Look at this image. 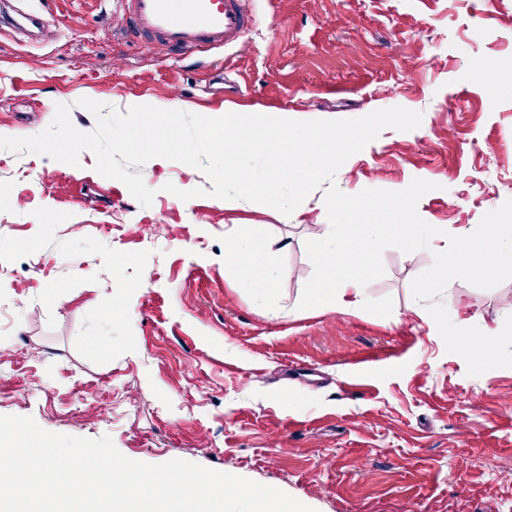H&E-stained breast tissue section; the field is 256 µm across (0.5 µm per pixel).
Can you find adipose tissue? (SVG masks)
Here are the masks:
<instances>
[{
    "label": "adipose tissue",
    "mask_w": 512,
    "mask_h": 512,
    "mask_svg": "<svg viewBox=\"0 0 512 512\" xmlns=\"http://www.w3.org/2000/svg\"><path fill=\"white\" fill-rule=\"evenodd\" d=\"M310 234L320 245L323 275L309 288L307 301L319 311L339 313L364 308V271L373 245L387 236L396 237L405 247L420 246L427 240L420 224H315ZM225 243L230 264L249 284L259 289L273 287L274 267H267L259 276L253 273V258L263 246L254 225H236Z\"/></svg>",
    "instance_id": "1"
}]
</instances>
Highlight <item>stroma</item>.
Segmentation results:
<instances>
[{
	"instance_id": "obj_1",
	"label": "stroma",
	"mask_w": 512,
	"mask_h": 512,
	"mask_svg": "<svg viewBox=\"0 0 512 512\" xmlns=\"http://www.w3.org/2000/svg\"><path fill=\"white\" fill-rule=\"evenodd\" d=\"M41 15L36 40L0 37V136L26 137L88 98L212 117L350 119L402 106L417 129H387L336 175L338 188L438 183L419 215L428 251H385V275L351 314L310 308L321 273L307 226L323 191L291 216L245 201L163 192L207 186L165 159L141 167V207L94 169L0 150V415L76 437L111 436L126 457L173 458L280 489L315 512H512V368L479 376L446 352L410 292L444 249L512 198V80L486 92L478 64L512 65V0H251L234 46L171 55L115 26L122 0H14ZM496 151L481 152L485 141ZM265 240L249 288L225 234ZM63 296L62 304L50 300ZM458 326L502 328L512 280H455L438 296ZM95 336L110 345L89 344ZM107 419L80 415L82 404Z\"/></svg>"
}]
</instances>
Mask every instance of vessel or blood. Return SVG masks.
Wrapping results in <instances>:
<instances>
[{
    "label": "vessel or blood",
    "mask_w": 512,
    "mask_h": 512,
    "mask_svg": "<svg viewBox=\"0 0 512 512\" xmlns=\"http://www.w3.org/2000/svg\"><path fill=\"white\" fill-rule=\"evenodd\" d=\"M118 23L137 43L193 51L235 43L249 20L248 0H124Z\"/></svg>",
    "instance_id": "1"
}]
</instances>
